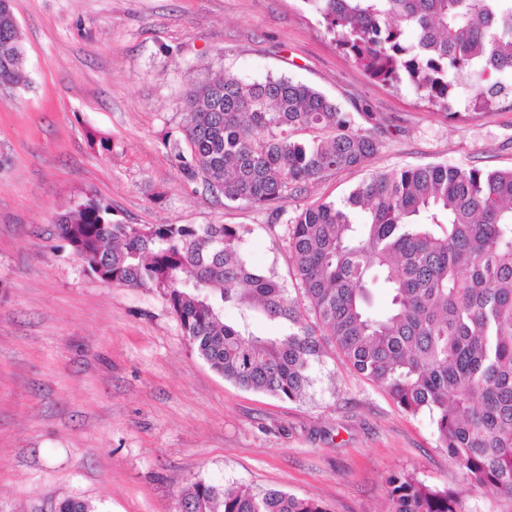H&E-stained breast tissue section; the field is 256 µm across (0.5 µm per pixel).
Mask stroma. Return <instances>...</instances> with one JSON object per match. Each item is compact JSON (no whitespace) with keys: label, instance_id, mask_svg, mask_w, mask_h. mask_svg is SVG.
<instances>
[{"label":"stroma","instance_id":"1","mask_svg":"<svg viewBox=\"0 0 512 512\" xmlns=\"http://www.w3.org/2000/svg\"><path fill=\"white\" fill-rule=\"evenodd\" d=\"M28 88L0 94V512H178L196 479L280 489L329 512H385L387 481L458 488L466 512H512L468 488L428 413L401 410L333 349L296 400L226 381L191 347L159 291L107 285L54 233L94 197L128 224H238L248 262L297 285L287 217L343 203L370 173L447 164L512 169V96L473 120L375 83L302 0H11ZM226 70L286 76L389 122L362 168L329 172L283 216L185 181L165 135L181 94ZM109 141L90 146L89 133Z\"/></svg>","mask_w":512,"mask_h":512}]
</instances>
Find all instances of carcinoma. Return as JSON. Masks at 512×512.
<instances>
[{
  "label": "carcinoma",
  "mask_w": 512,
  "mask_h": 512,
  "mask_svg": "<svg viewBox=\"0 0 512 512\" xmlns=\"http://www.w3.org/2000/svg\"><path fill=\"white\" fill-rule=\"evenodd\" d=\"M371 79L408 87L445 115L463 80L474 108L512 93V0H303ZM415 33L409 39V32ZM10 0H0V89L29 86ZM177 168L217 198L282 210L325 173L364 165L388 132L285 77L229 72L188 87ZM365 221L354 220V210ZM57 235L100 281L163 293L197 354L236 386L298 398L332 345L398 407L433 417L467 483L512 499V170L442 164L376 173L345 203L313 201L288 219L299 302L250 266L232 224H127L89 198L60 217ZM391 295L382 318L372 288ZM288 323L282 336L227 324L224 307ZM387 512H465L460 493L405 473L388 481ZM56 512H96L65 498ZM179 512H329L278 489L198 479Z\"/></svg>",
  "instance_id": "cac0c4a2"
}]
</instances>
